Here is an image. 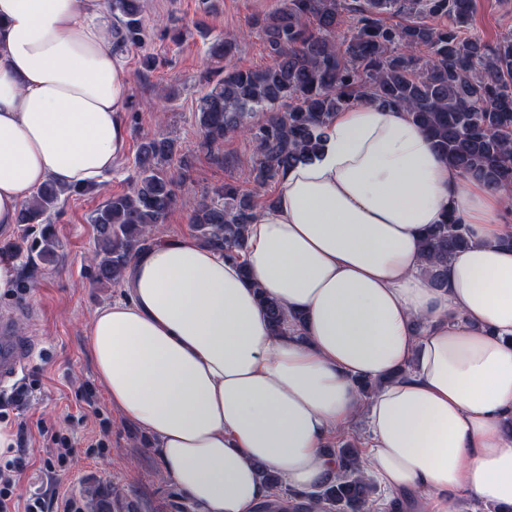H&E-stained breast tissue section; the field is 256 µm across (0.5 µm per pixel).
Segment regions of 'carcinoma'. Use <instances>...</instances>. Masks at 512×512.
I'll list each match as a JSON object with an SVG mask.
<instances>
[{"mask_svg":"<svg viewBox=\"0 0 512 512\" xmlns=\"http://www.w3.org/2000/svg\"><path fill=\"white\" fill-rule=\"evenodd\" d=\"M109 8L117 21L113 50L124 53L142 43L144 0H110ZM472 8V0H364L349 35L338 42L336 28L347 0H285L281 9L253 22L272 64L229 68L224 77L209 80L198 108L201 145L211 149L230 131L251 137L257 158L242 179L257 192L321 148V129L335 113L368 98L406 109L438 154L465 177L512 190V33L492 49L463 36ZM397 13L406 15L405 22L380 19ZM421 13L446 17L450 24L434 28L413 20ZM233 49L235 41L224 37L212 43L210 53L226 61ZM257 111L265 119L255 126L249 118ZM176 152L168 138L142 137L127 191L112 196L94 218L96 283L119 282L176 207L171 171ZM83 192L48 182L22 206L18 224L25 232L43 225L36 245L40 261L57 256V241L48 229L51 215L63 197ZM256 209L252 194L227 184L197 201L189 223L204 245L235 257L245 249ZM467 244L464 226L454 217L427 234L425 272L435 287L445 286L448 261ZM261 301L274 333H288L280 303L267 296ZM333 455L339 469L335 482L313 492H289L288 503L267 502L265 512H307L309 503L328 504L336 512H372L375 488L355 448L342 442Z\"/></svg>","mask_w":512,"mask_h":512,"instance_id":"cac0c4a2","label":"carcinoma"}]
</instances>
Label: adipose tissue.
I'll return each mask as SVG.
<instances>
[{
	"label": "adipose tissue",
	"mask_w": 512,
	"mask_h": 512,
	"mask_svg": "<svg viewBox=\"0 0 512 512\" xmlns=\"http://www.w3.org/2000/svg\"><path fill=\"white\" fill-rule=\"evenodd\" d=\"M103 0H0V233L44 183L100 184L126 142L129 83ZM288 170L239 257L161 237L84 337L113 408L155 441L201 512H256L261 470L336 478L357 415L364 473L419 512L464 497L512 512V193L465 178L403 108L363 99ZM455 215L447 285L421 244ZM297 323L271 330L260 295ZM380 380L363 398L357 382Z\"/></svg>",
	"instance_id": "obj_1"
}]
</instances>
